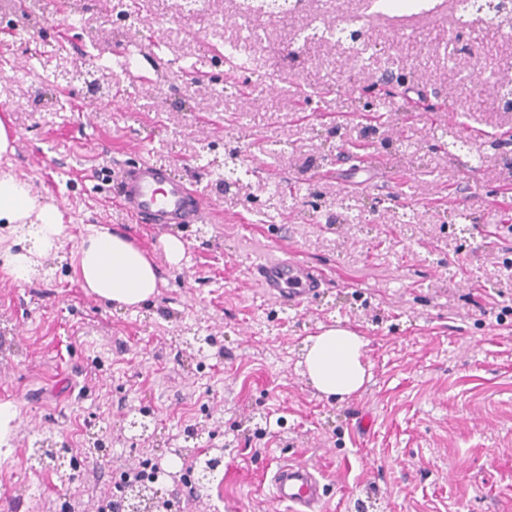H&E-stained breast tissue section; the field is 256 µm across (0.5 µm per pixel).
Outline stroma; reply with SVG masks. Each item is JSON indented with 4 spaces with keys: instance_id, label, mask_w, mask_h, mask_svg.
Listing matches in <instances>:
<instances>
[{
    "instance_id": "obj_1",
    "label": "stroma",
    "mask_w": 512,
    "mask_h": 512,
    "mask_svg": "<svg viewBox=\"0 0 512 512\" xmlns=\"http://www.w3.org/2000/svg\"><path fill=\"white\" fill-rule=\"evenodd\" d=\"M114 0H0V112L13 154L0 171L28 181L64 219L62 245L30 279L0 266V405L16 416L0 440V512H92L124 464L192 442L188 460L221 456L164 496L197 512H287L261 475L284 458L324 475L323 512H512V38L477 22L455 52L456 0L379 14L369 0H302L294 26L236 0L187 17L180 0H140L141 23L112 34ZM366 20L380 50L358 59L332 40L304 44L310 18ZM240 45L244 69L213 66ZM111 79L87 98L75 73ZM359 88L401 78L412 107L375 133L336 126ZM196 71L205 83L189 84ZM497 148L450 144L471 129ZM408 138L395 157L389 142ZM380 160L355 175L347 142ZM52 157L42 169L34 151ZM485 157L483 164L473 154ZM175 167L210 204V223L139 224L117 205L109 158ZM473 213L466 226L448 221ZM127 235L160 272L157 292L118 307L82 288L75 249L85 225ZM181 239L180 264L163 241ZM287 246L331 280L308 309L264 297L248 265ZM363 336L370 377L345 398L319 393L304 345L333 325ZM150 429L133 440L135 410ZM369 415L368 433L355 427ZM105 447L84 455L89 436ZM71 449L67 482L31 457L35 440Z\"/></svg>"
}]
</instances>
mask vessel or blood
Segmentation results:
<instances>
[{"mask_svg": "<svg viewBox=\"0 0 512 512\" xmlns=\"http://www.w3.org/2000/svg\"><path fill=\"white\" fill-rule=\"evenodd\" d=\"M117 194L126 214L142 224L186 228L205 223L208 204L197 191L171 169L143 159L124 165ZM249 273L272 299L304 308L327 284L326 274L308 262L291 257L287 249L256 257ZM274 500L287 512H321L325 501L323 477L302 461L284 460L264 472Z\"/></svg>", "mask_w": 512, "mask_h": 512, "instance_id": "1", "label": "vessel or blood"}]
</instances>
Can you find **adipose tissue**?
I'll list each match as a JSON object with an SVG mask.
<instances>
[{
    "instance_id": "adipose-tissue-1",
    "label": "adipose tissue",
    "mask_w": 512,
    "mask_h": 512,
    "mask_svg": "<svg viewBox=\"0 0 512 512\" xmlns=\"http://www.w3.org/2000/svg\"><path fill=\"white\" fill-rule=\"evenodd\" d=\"M26 228L33 253H6V269L15 280H29L38 257L57 250L64 232L57 206L41 202L31 185L11 173L0 174V223ZM76 268L83 287L125 306L137 305L157 291L158 271L128 238L104 225H87L79 238ZM365 341L356 332L328 327L310 337L304 358L312 386L326 396H349L369 378Z\"/></svg>"
}]
</instances>
